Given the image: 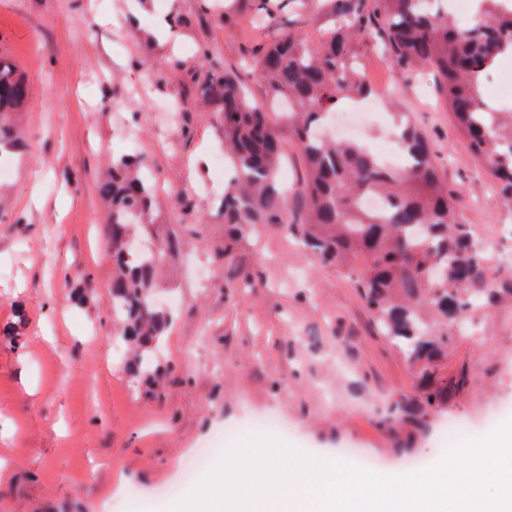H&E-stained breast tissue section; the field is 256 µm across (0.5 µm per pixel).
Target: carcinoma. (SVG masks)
I'll list each match as a JSON object with an SVG mask.
<instances>
[{"mask_svg":"<svg viewBox=\"0 0 512 512\" xmlns=\"http://www.w3.org/2000/svg\"><path fill=\"white\" fill-rule=\"evenodd\" d=\"M256 2L258 23L277 21L272 0ZM315 7L328 25L322 42L313 46L281 29L255 57L266 96L287 101L288 111L253 104L239 76L219 66L196 81L197 98L219 116L235 173L224 187V223L240 232L279 225L319 262L360 267L356 288L379 330L428 377L448 355V329L512 298V277L496 273L491 253L460 220L459 201L414 125L400 126L396 135L411 161L402 170L386 166L364 143L318 138L314 130L340 101L378 94L360 79L358 48L379 53L407 80L429 69L470 154L490 168L511 207L512 112L489 107L482 85L498 56L512 50V0H480L478 18L467 28L440 0H319ZM27 97L18 66L1 56L0 115L17 111ZM285 129L306 170L290 189L279 179ZM370 193L388 198L383 211L360 207ZM98 194L108 205L118 269L112 304L121 308L123 335L140 350L127 370L147 375L170 320L150 300L154 275L174 253L167 243L134 252L125 241L130 225L154 222L157 186L148 160L135 154L114 159ZM447 396L445 387L423 388L395 410L422 425L428 409Z\"/></svg>","mask_w":512,"mask_h":512,"instance_id":"carcinoma-1","label":"carcinoma"}]
</instances>
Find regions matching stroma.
<instances>
[{
	"label": "stroma",
	"instance_id": "stroma-1",
	"mask_svg": "<svg viewBox=\"0 0 512 512\" xmlns=\"http://www.w3.org/2000/svg\"><path fill=\"white\" fill-rule=\"evenodd\" d=\"M128 0H0V54L26 75L30 95L0 144V512H167L162 485L212 443L211 461L274 414L283 442L342 460L348 447L402 474L411 457H442L438 426L454 419L483 436L512 403V305L487 308L453 330L440 378L468 386L432 410L425 430L390 417L414 397L417 367L377 329L346 272L319 263L283 229L232 234L224 222L219 120L194 97L204 57L241 72L256 100L265 88L245 62L277 35L249 16L224 22V0H147L136 25ZM179 17L170 47L143 35ZM277 16L308 43L325 27L298 0ZM182 65L173 68L172 57ZM365 81L392 91L428 137L449 189L477 233L512 227L495 183L481 175L446 110L434 75L401 79L373 51ZM139 153L164 188L154 224L134 226L138 250L163 239L152 301L169 327L148 384L126 369L134 347L112 312V234L97 192L114 157Z\"/></svg>",
	"mask_w": 512,
	"mask_h": 512
}]
</instances>
